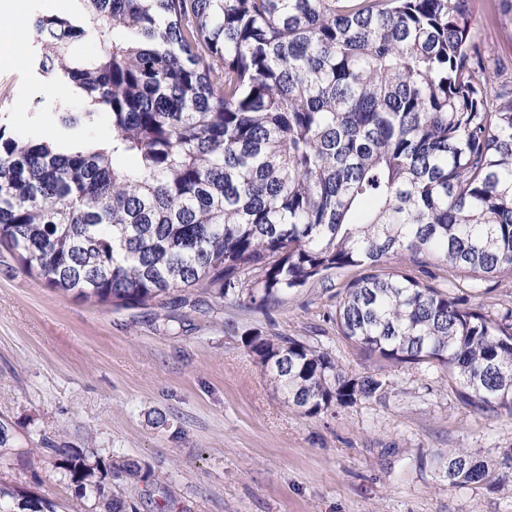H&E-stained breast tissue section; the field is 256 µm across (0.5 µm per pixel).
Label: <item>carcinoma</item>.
<instances>
[{
  "label": "carcinoma",
  "mask_w": 512,
  "mask_h": 512,
  "mask_svg": "<svg viewBox=\"0 0 512 512\" xmlns=\"http://www.w3.org/2000/svg\"><path fill=\"white\" fill-rule=\"evenodd\" d=\"M34 21L40 69L108 111L112 140L56 142L0 112V244L52 289L116 307L265 310L345 267L340 334L390 362L445 369L459 398L512 412V323L385 266L399 253L473 279L512 274V88L489 102L471 0H75ZM94 39L84 59L73 46ZM245 346L305 415L369 399L374 375L286 336ZM102 512H137L88 451L54 448ZM448 483L512 480L450 451ZM0 484V512H58Z\"/></svg>",
  "instance_id": "carcinoma-1"
}]
</instances>
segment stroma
<instances>
[{
    "mask_svg": "<svg viewBox=\"0 0 512 512\" xmlns=\"http://www.w3.org/2000/svg\"><path fill=\"white\" fill-rule=\"evenodd\" d=\"M20 3L0 16L15 40L13 63L0 62V108L15 133L50 141L55 114L81 111L83 100L70 82L39 73L33 21L75 6ZM470 21L485 65H502L511 81L512 31L492 0H473ZM406 268L492 318L512 311V275L474 281L432 259ZM359 275L337 271L265 312L206 297L193 307L115 308L53 290L0 246V420L15 440L0 481L62 512H99L42 452L49 440L91 450L106 468L137 460L152 476L137 485L139 512H512V488L456 487L441 474L458 449L505 470L512 414L464 405L443 369L392 364L341 336L332 315ZM254 334L319 345L385 389L304 415L246 348Z\"/></svg>",
    "mask_w": 512,
    "mask_h": 512,
    "instance_id": "35a3bbf8",
    "label": "stroma"
}]
</instances>
